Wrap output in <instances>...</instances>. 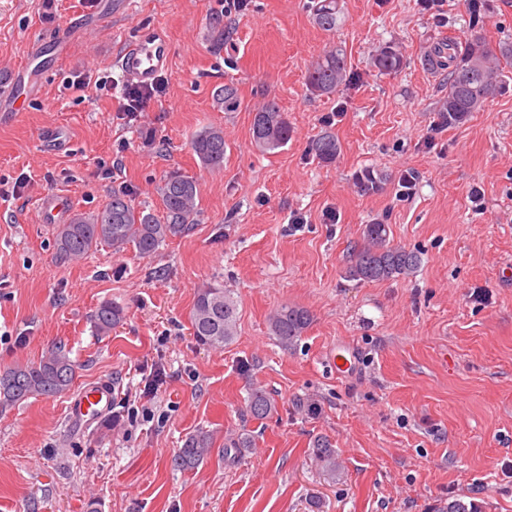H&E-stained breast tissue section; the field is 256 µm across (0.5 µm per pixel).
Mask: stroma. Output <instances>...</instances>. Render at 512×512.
I'll list each match as a JSON object with an SVG mask.
<instances>
[{
  "instance_id": "stroma-1",
  "label": "stroma",
  "mask_w": 512,
  "mask_h": 512,
  "mask_svg": "<svg viewBox=\"0 0 512 512\" xmlns=\"http://www.w3.org/2000/svg\"><path fill=\"white\" fill-rule=\"evenodd\" d=\"M311 5L0 0V78L22 64L29 41L72 34L40 95L0 112V371L59 344L79 366L71 390L0 412V512H312L314 497L321 512H431L452 495L512 512V82L443 130L447 80L424 64L437 42H464L475 26L491 48L512 42V0H488L476 24L467 0L430 10L420 0H338L332 33ZM155 29L170 43L168 84L132 121L118 110L120 89L97 82L123 81L126 40ZM389 44L404 65L382 75L373 58ZM336 47L353 81L312 94L308 68ZM78 75L88 86L65 89ZM227 84L238 111L216 97ZM270 100L292 135L263 153L251 125ZM206 125L224 129L219 171L190 146ZM51 131L58 144L47 142ZM327 133L341 146L331 163L311 152ZM367 168L369 191L355 180ZM407 168L418 179L404 196ZM172 171L199 183L192 231L146 258L103 244L79 261L58 256L37 198L63 196L71 216L125 190L157 213L155 187ZM327 211L337 223H325ZM377 221L390 244L420 252L413 276H349ZM205 283L238 302V334L221 350L192 334ZM106 300L126 320L100 338L90 316ZM284 305L313 317L288 349L267 322ZM341 346L358 356L347 377L331 363ZM102 381L115 389L111 412L71 421L77 391ZM254 383L276 401L264 420L242 414ZM201 430L213 438L210 456L173 469V453ZM240 432L253 447L225 454ZM320 437L340 455V479L310 454Z\"/></svg>"
}]
</instances>
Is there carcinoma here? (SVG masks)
Instances as JSON below:
<instances>
[{
  "mask_svg": "<svg viewBox=\"0 0 512 512\" xmlns=\"http://www.w3.org/2000/svg\"><path fill=\"white\" fill-rule=\"evenodd\" d=\"M316 24L326 32L337 27L336 0H321L314 9ZM373 64L381 74L399 71L402 56L391 46L382 48ZM431 70L447 73L448 96L440 112L446 114L448 125L464 122L495 97L504 83V74L497 65V57L487 47L481 33L470 35L464 46L451 40L437 44L425 59ZM350 78L347 57L340 47L330 50L309 68L307 84L320 95L336 92ZM288 116L274 101L267 102L255 112L252 139L262 152L281 148L291 137ZM191 148L201 163L215 171L224 167V129L206 126L194 134ZM311 150L323 163L336 160L338 142L332 135L316 139ZM162 215L134 206L127 195L115 193L102 208L91 213H77L55 231V246L59 255L68 260L83 259L99 244L104 243L115 252L133 248L144 257L154 254L167 240L189 232L199 217V188L195 180L173 171L161 179L156 187ZM366 244L356 255L349 275L366 282H382L414 274L421 264L420 253L387 243V225L373 223L365 226ZM125 319L124 309L103 301L91 316L98 336H109ZM193 336L196 342L210 349L221 350L237 336V307L231 293L224 287L207 284L197 289L190 312ZM312 323L310 312L298 306L284 305L268 319L272 336L284 347L302 337ZM77 365L69 351L57 347L37 362L20 364L0 373V410L13 407L31 397H52L69 390L76 378ZM276 410L272 396L260 386L250 388L244 413L263 420ZM253 438L241 433L228 440L225 452L237 454L252 447ZM212 445L211 436L199 432L188 436L182 447L172 456L176 470H192L207 458ZM312 455L325 475L336 478L342 464L336 449L325 438L312 444ZM434 512H482L478 501L464 496L453 497L436 505Z\"/></svg>",
  "mask_w": 512,
  "mask_h": 512,
  "instance_id": "cac0c4a2",
  "label": "carcinoma"
}]
</instances>
